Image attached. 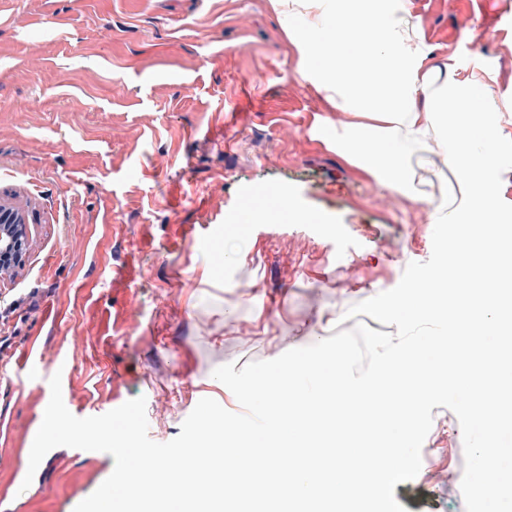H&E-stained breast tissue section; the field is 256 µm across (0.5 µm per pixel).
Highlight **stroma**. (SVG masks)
Returning a JSON list of instances; mask_svg holds the SVG:
<instances>
[{"mask_svg":"<svg viewBox=\"0 0 512 512\" xmlns=\"http://www.w3.org/2000/svg\"><path fill=\"white\" fill-rule=\"evenodd\" d=\"M512 0H432L437 56L476 61L512 95ZM270 0H0V204L28 226L0 274V512H74L112 473L101 451L26 456L60 375L76 417L146 399L164 443L200 399L240 406L220 365L271 360L352 329L348 309L427 261L425 204L383 189L313 135L350 122L296 77ZM265 185L289 214L248 221ZM223 226L215 251L194 236ZM255 336L242 346L236 325ZM38 363L24 378L18 359ZM406 512H465L462 432L432 410Z\"/></svg>","mask_w":512,"mask_h":512,"instance_id":"stroma-1","label":"stroma"}]
</instances>
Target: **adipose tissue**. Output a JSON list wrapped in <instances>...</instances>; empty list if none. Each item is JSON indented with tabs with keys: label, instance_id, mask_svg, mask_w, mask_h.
<instances>
[{
	"label": "adipose tissue",
	"instance_id": "obj_1",
	"mask_svg": "<svg viewBox=\"0 0 512 512\" xmlns=\"http://www.w3.org/2000/svg\"><path fill=\"white\" fill-rule=\"evenodd\" d=\"M275 12L297 21L288 30L296 49L298 74L332 109L350 113L352 122L333 129L319 123L314 133L356 162L384 189L427 204L435 224L468 227L482 223V257L496 268L494 278L481 284L443 293V281L414 283L403 298L390 300L382 315L400 314L403 340L372 343L374 375L363 386L371 393L357 407L330 400L314 387L316 360H296L288 375L304 380L293 389L287 413L267 415L263 439L277 448L262 470H254L235 450L240 441L234 432L214 434L193 460L218 459L212 486L223 494L229 512L237 502L268 491L280 512H294L298 501L317 496L349 501L369 494L360 477L374 447L354 459L335 456L328 469L314 459L296 463L298 445L282 438L288 426H299L322 437L341 426L349 435L372 434L408 419L444 381L465 386L471 371L486 379L501 380L507 364L496 360L486 366L482 355L448 353V366L428 367L409 348V337L419 325L448 322L469 324L481 316L489 330L503 327L500 297L512 265L503 264L498 246L512 234V210L501 202L505 168L499 154L512 151V131L507 130L494 94L476 99L486 87L487 71L456 58L435 60L433 48L421 34V25L407 0H270ZM334 19L346 30L345 39L326 46L314 34ZM447 167L448 182L431 190L422 171ZM250 435V442H258Z\"/></svg>",
	"mask_w": 512,
	"mask_h": 512
}]
</instances>
